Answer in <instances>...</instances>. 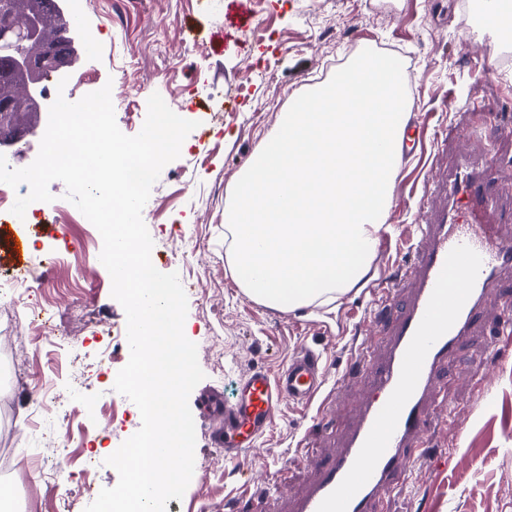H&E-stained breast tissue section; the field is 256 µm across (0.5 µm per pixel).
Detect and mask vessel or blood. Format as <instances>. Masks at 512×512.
I'll list each match as a JSON object with an SVG mask.
<instances>
[{"label": "vessel or blood", "mask_w": 512, "mask_h": 512, "mask_svg": "<svg viewBox=\"0 0 512 512\" xmlns=\"http://www.w3.org/2000/svg\"><path fill=\"white\" fill-rule=\"evenodd\" d=\"M485 183L465 158L452 174L432 175L429 197L437 217L417 225L414 262L368 289L376 310L387 309L400 292L406 305L379 347L359 345L356 359L369 381L357 420L337 451L317 464L314 480L290 512H374L398 488L409 456L423 444L428 408L448 402L440 380L449 358L475 332L488 297L512 269V229L491 223L494 198ZM327 383L321 353L308 347L278 377L247 373L233 403H209L223 423L216 446L225 458H239L257 445L286 400L315 401L319 413H326L339 397Z\"/></svg>", "instance_id": "b4317fda"}]
</instances>
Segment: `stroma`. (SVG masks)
Instances as JSON below:
<instances>
[{
  "mask_svg": "<svg viewBox=\"0 0 512 512\" xmlns=\"http://www.w3.org/2000/svg\"><path fill=\"white\" fill-rule=\"evenodd\" d=\"M469 0H68L89 40L77 48L66 86L45 80L49 94L73 99L106 83L131 92L113 101L118 127L136 135L152 93L180 100L181 116L194 121L179 158L168 163L151 189L143 221L153 239L152 261L177 273L188 287L185 327L197 346L204 379L189 397L195 424L191 482L172 512H259L267 480L283 467L290 479L281 496H293L314 476L313 462L332 452L316 408L283 403L255 448L237 462L224 460L212 439L221 422L205 410L207 394L233 402L238 381L253 370L277 373L303 345L320 350L330 376L345 375L332 428L348 429L367 387L363 372L344 369L361 339H379L370 323L368 285L408 262L396 248L413 225L429 156L455 167L460 155L493 179L497 221L512 225V129L502 115L512 103V71L500 63L496 40L460 39L471 21ZM390 54L403 64L408 119L421 134L401 155L396 190L381 229L382 247L352 288L312 303L279 309L248 296L235 280L224 215L249 161L275 132L283 112L302 93L325 85L363 49ZM45 213L53 224H1L0 239L21 241L22 251L0 249V269H23L60 242L73 243L37 289L52 321L63 322L67 340L29 336L18 307L0 316V330L15 332L11 350L0 351V452L21 458L40 454L33 477L0 474V505L7 512H85L101 489L114 487L117 471L103 447L118 448L141 426L139 410L102 428L118 371L129 360L127 340L114 342L110 360L94 345L75 351L70 342L112 327H125L122 306L99 259L102 238L79 221V210L55 181ZM488 314L448 362L449 408L430 412L424 457L407 466L402 488L382 512H512V339H499L512 318V277L487 302ZM41 365L53 387L81 379L72 394L70 422L48 418L42 428L23 423L33 411L27 387L13 378L15 363ZM66 442L64 456L42 446L43 430ZM91 461L80 475L76 460Z\"/></svg>",
  "mask_w": 512,
  "mask_h": 512,
  "instance_id": "stroma-1",
  "label": "stroma"
}]
</instances>
